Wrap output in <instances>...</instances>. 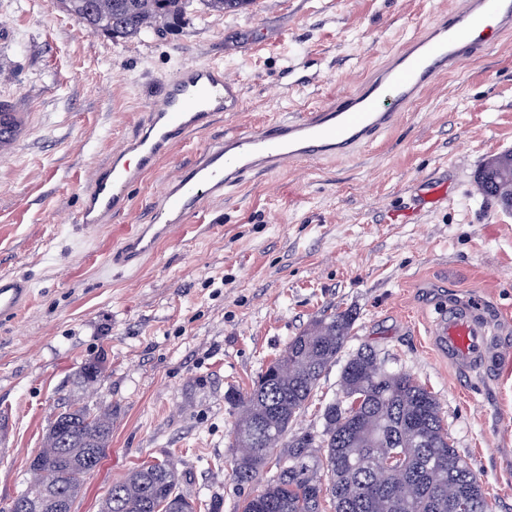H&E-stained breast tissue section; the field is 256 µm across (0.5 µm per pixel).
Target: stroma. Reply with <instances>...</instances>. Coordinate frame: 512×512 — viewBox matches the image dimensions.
Returning a JSON list of instances; mask_svg holds the SVG:
<instances>
[{
    "mask_svg": "<svg viewBox=\"0 0 512 512\" xmlns=\"http://www.w3.org/2000/svg\"><path fill=\"white\" fill-rule=\"evenodd\" d=\"M455 2L256 0L224 15L195 2L161 33L115 41L56 0H0V103L28 120L0 159V275L31 284L29 306L0 317V508L96 362L112 444L75 512H98L113 483L165 459L195 512H238L247 491L232 475L227 392L248 391L313 320L348 312L354 330L292 432H322L344 364L371 345L435 395L494 512H512V212L476 186L482 165L512 150V35L441 76L351 160L252 177L141 266L106 263L148 223L166 176L212 140L331 102ZM214 59L240 80L241 111L187 135L111 223H76L150 95L181 64ZM474 293L488 301L501 364L464 376L428 331L440 304Z\"/></svg>",
    "mask_w": 512,
    "mask_h": 512,
    "instance_id": "1",
    "label": "stroma"
}]
</instances>
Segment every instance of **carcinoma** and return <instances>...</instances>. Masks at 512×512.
Instances as JSON below:
<instances>
[{"instance_id": "obj_1", "label": "carcinoma", "mask_w": 512, "mask_h": 512, "mask_svg": "<svg viewBox=\"0 0 512 512\" xmlns=\"http://www.w3.org/2000/svg\"><path fill=\"white\" fill-rule=\"evenodd\" d=\"M93 33L114 39L160 33L180 20L194 0H58ZM210 11H237L253 0H200ZM485 164L477 177L479 192L501 202L498 189L512 184L508 153ZM354 329L344 312L324 316L293 337L281 357L271 363L278 373L259 375L252 390L232 391L226 401L237 410L235 426L257 424L246 447L236 449L233 475L240 486L257 482L268 461L276 472L263 489L248 494L240 512H322L329 498L333 512H493L480 478L449 442L440 405L424 385L403 371L386 367L378 353L364 346L345 363L340 377L342 399L323 413L321 434L288 435L292 422L314 396L325 370L336 361ZM103 369L85 364L81 388L101 385ZM112 440V417L98 403L80 396L59 412L37 453L18 505L36 507L46 492H63L76 502L85 478L95 471ZM379 453L401 456L402 472L390 480L374 469ZM459 499H448V483ZM179 512H193L179 492V475L170 463L134 470L112 484L100 512H157L170 496Z\"/></svg>"}]
</instances>
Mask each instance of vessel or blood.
Returning a JSON list of instances; mask_svg holds the SVG:
<instances>
[{
	"instance_id": "vessel-or-blood-1",
	"label": "vessel or blood",
	"mask_w": 512,
	"mask_h": 512,
	"mask_svg": "<svg viewBox=\"0 0 512 512\" xmlns=\"http://www.w3.org/2000/svg\"><path fill=\"white\" fill-rule=\"evenodd\" d=\"M512 32V0H458L426 26L358 88L302 116L256 131L224 135L162 186L150 223L138 225L113 250L109 264L125 268L151 255L158 244L206 203L242 185L247 176L294 168L307 160H335L358 153L392 129L403 112L444 74L491 50ZM242 107L240 83L217 62L176 69L150 104L143 125L113 149L85 193L77 217L88 226L111 223L128 205L127 191L154 172L187 134L209 128L224 112ZM136 155L129 165L128 155ZM29 284L0 275V315L16 313ZM434 345L462 374L495 361L494 335L485 303L473 296L443 304L429 329Z\"/></svg>"
}]
</instances>
